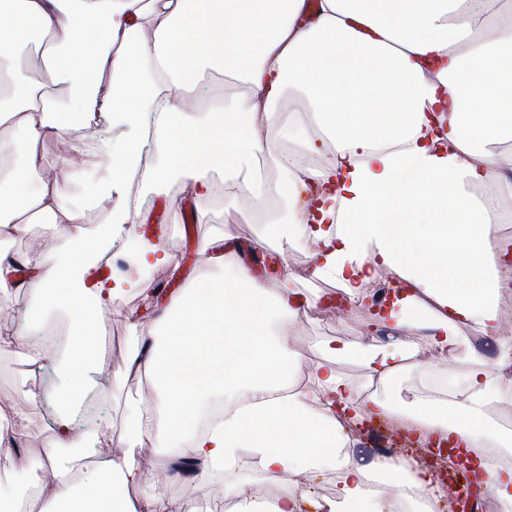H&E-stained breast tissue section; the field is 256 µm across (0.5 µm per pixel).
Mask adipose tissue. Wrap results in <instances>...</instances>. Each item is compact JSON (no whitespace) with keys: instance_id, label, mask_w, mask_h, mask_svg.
I'll list each match as a JSON object with an SVG mask.
<instances>
[{"instance_id":"obj_1","label":"adipose tissue","mask_w":512,"mask_h":512,"mask_svg":"<svg viewBox=\"0 0 512 512\" xmlns=\"http://www.w3.org/2000/svg\"><path fill=\"white\" fill-rule=\"evenodd\" d=\"M32 44L41 48L33 64L51 83L15 79ZM207 61L242 85L231 108L196 111ZM55 81L72 83L71 112H61ZM292 88L306 94L317 134L333 146L325 164L279 150L278 126L297 123L279 111ZM108 103L127 128L150 118L159 159L141 168V142L127 138L101 189L122 193L135 174L156 187L175 178L201 200L213 192V172L251 181L254 157L267 153L308 194L296 227L312 245L309 277L335 282L360 305L378 269L396 276L398 290L378 317L398 337L324 344L307 385L287 340L299 304L271 293L234 250L215 248L210 261L223 279L171 295L128 353V369L149 376L159 405L134 408L126 437L187 438L196 481L234 468L245 451L268 471L336 470L341 487L327 512H385L378 476L392 478L399 496L440 498L412 458L354 462L346 423L392 408L356 402L333 365L358 359L387 382L422 347L446 353L460 328L501 331L512 246L493 230L497 194L512 193V154L503 149L512 140V0H0V238L39 224L50 239L21 257L0 251V306L20 291L30 299L28 333L0 323V354L42 364L48 315L60 310L70 322L55 363L53 439L27 459L23 484L0 489V512H202L191 500L133 502L134 449L97 452L74 432L87 394L103 386L98 321L119 287L112 278L87 287L85 260L110 251L112 227L84 230L59 183L39 173L69 165L78 148L70 133L91 134ZM63 138L67 150L48 157L44 141ZM415 308L429 318L412 341L401 332ZM510 371L508 355L475 360L451 404L397 415L422 438L469 453L483 493L505 512L512 468L483 448L512 449V434L487 414Z\"/></svg>"}]
</instances>
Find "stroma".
I'll return each mask as SVG.
<instances>
[{"instance_id": "obj_1", "label": "stroma", "mask_w": 512, "mask_h": 512, "mask_svg": "<svg viewBox=\"0 0 512 512\" xmlns=\"http://www.w3.org/2000/svg\"><path fill=\"white\" fill-rule=\"evenodd\" d=\"M123 142L124 136L113 124L111 112H104L96 135L79 141L69 168L50 166L42 172L45 179L60 183L63 203L81 212L82 225L87 230L108 222L114 213H122L121 225L112 232V252L129 262L134 260L142 242L140 226L154 208L171 205L175 200L183 203L181 214L166 213L158 238L161 246L173 255V264L123 277L113 300L116 313L102 323L111 343L104 381L109 398L102 404L85 407L75 424L79 432L97 426L101 433L97 447L101 450L118 448L131 400L147 403L154 400L147 378L124 369L127 353L147 333L149 320L142 317V309L150 304L164 306L171 294L185 288L197 276H217V269L208 264V244L213 237L220 234L231 237L233 244L247 257L266 231L265 210L251 205L247 191L225 183L219 184L210 198L200 201L187 198L179 183H168L162 192L155 193L143 186L138 177L131 184L134 194L140 198L138 204L127 205L120 203L117 196L93 193V185L106 172L112 152L120 149ZM310 251L307 241L297 233H290L288 274L298 278V287L307 296L337 294L336 284L300 280L301 269L309 265ZM375 335L369 310L348 307L340 311L331 307L321 319L298 317L288 330V343L300 351L299 374L307 381L323 361L322 343L328 340L356 342ZM476 354L486 360L493 356L492 351L478 348L475 335L462 332L456 337L450 363H442L434 350L423 349L417 363L382 388L380 394L388 401L415 406L423 395L420 377L424 371L441 366L447 375L460 377L471 368L472 357ZM6 363L10 371L0 378V414L7 416L16 409H25L30 429V437L23 447L0 454V481L15 485L23 480L25 458L44 448L47 426L54 420V405L47 391L56 385L57 376L53 368L34 370L16 357H7ZM161 450L158 444L137 447L141 466L129 481L130 492L141 499L155 496L190 499L205 512H219L222 497L227 492L242 493L247 501H263V492L272 480L282 487L295 485L302 495V512H322L323 493L336 481L332 471L275 479L257 463L241 464L231 471H215L208 480L199 483L173 474L159 479L153 476L152 470L153 460Z\"/></svg>"}]
</instances>
